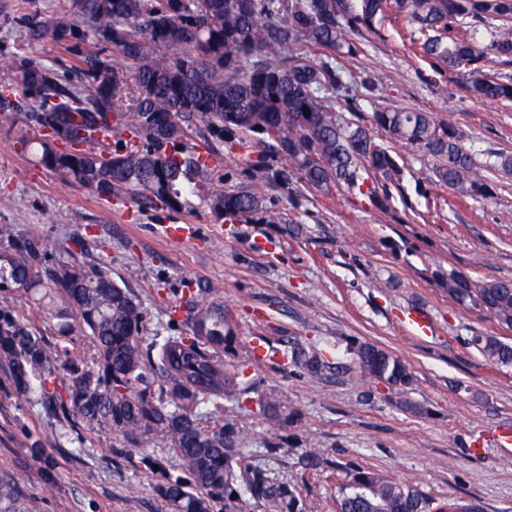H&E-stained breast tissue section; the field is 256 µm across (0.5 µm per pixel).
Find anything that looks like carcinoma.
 Listing matches in <instances>:
<instances>
[{"mask_svg": "<svg viewBox=\"0 0 512 512\" xmlns=\"http://www.w3.org/2000/svg\"><path fill=\"white\" fill-rule=\"evenodd\" d=\"M378 19L402 21L415 52L437 71L448 68L473 98L512 104V76L491 68L512 61V0H67L45 19L27 18L28 37L68 55L50 64L13 59V81L0 87V110L30 106L24 146L46 168L107 199L126 195L146 210L218 220L279 222L268 191H337L372 211H387L405 166L384 139L434 160L429 182L466 200L496 195L497 175L512 173V155L479 165L456 126L433 112L378 106L381 84L360 78L331 55L360 52L357 36ZM60 124L83 149L56 145ZM256 136L241 166L247 183L203 194L214 178L212 142L229 151ZM49 259L31 239L0 225V363L16 392L78 431L109 432L134 447L162 437L181 462L163 474L158 495L170 512H303L300 493L251 462L249 442L232 423L211 420L225 401L258 414L279 431L298 411L274 392L250 396L249 363L237 359L240 333L224 303L207 288L188 289L168 311L167 335L147 337L146 313L127 284L104 265L89 266L85 242ZM448 298L489 314L512 330V280H477L451 269ZM38 306L58 343L36 334L15 301ZM187 331L174 334L175 325ZM78 332L84 344H71ZM468 344L493 366H512V343L476 334ZM280 365L322 379L354 373L372 387L403 395L414 382L402 358L368 340L350 358L326 355L295 337L283 341ZM54 430L30 445L35 463L60 445ZM344 474L334 512H482L466 499L437 501L375 470L336 463ZM0 512H42L10 478L0 479Z\"/></svg>", "mask_w": 512, "mask_h": 512, "instance_id": "obj_1", "label": "carcinoma"}]
</instances>
